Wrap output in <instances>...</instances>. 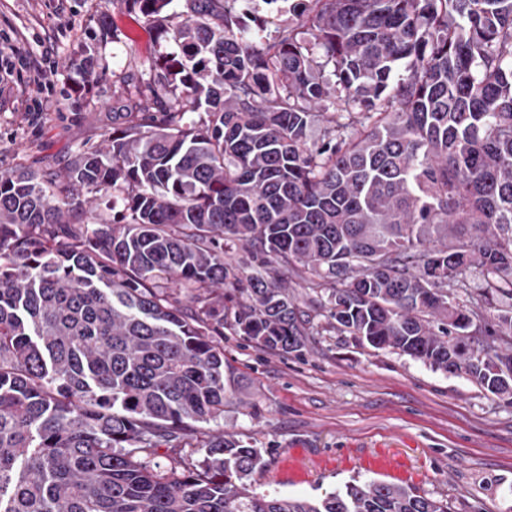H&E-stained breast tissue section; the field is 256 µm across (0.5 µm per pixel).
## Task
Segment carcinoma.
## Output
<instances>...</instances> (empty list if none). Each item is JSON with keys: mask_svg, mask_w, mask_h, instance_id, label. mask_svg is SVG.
I'll use <instances>...</instances> for the list:
<instances>
[{"mask_svg": "<svg viewBox=\"0 0 512 512\" xmlns=\"http://www.w3.org/2000/svg\"><path fill=\"white\" fill-rule=\"evenodd\" d=\"M130 2L180 47L145 106L63 175L0 171V512H454L378 480L259 496L267 450L211 425L225 323L313 332L299 267L330 328L512 405V0ZM226 259L244 274L252 272L255 266L253 261V248L249 245H233L227 252Z\"/></svg>", "mask_w": 512, "mask_h": 512, "instance_id": "1", "label": "carcinoma"}]
</instances>
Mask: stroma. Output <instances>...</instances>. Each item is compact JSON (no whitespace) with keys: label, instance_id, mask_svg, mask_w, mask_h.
Returning a JSON list of instances; mask_svg holds the SVG:
<instances>
[{"label":"stroma","instance_id":"stroma-1","mask_svg":"<svg viewBox=\"0 0 512 512\" xmlns=\"http://www.w3.org/2000/svg\"><path fill=\"white\" fill-rule=\"evenodd\" d=\"M130 0H0V56L55 63L60 107L26 110L27 79L0 91V171L65 173L79 149L100 147L160 56L174 52ZM286 284L314 331L305 348L265 351L224 331L237 401L224 431L269 449L260 494L315 499L352 479L415 485L458 512H512V405L465 377L326 330L311 290Z\"/></svg>","mask_w":512,"mask_h":512}]
</instances>
